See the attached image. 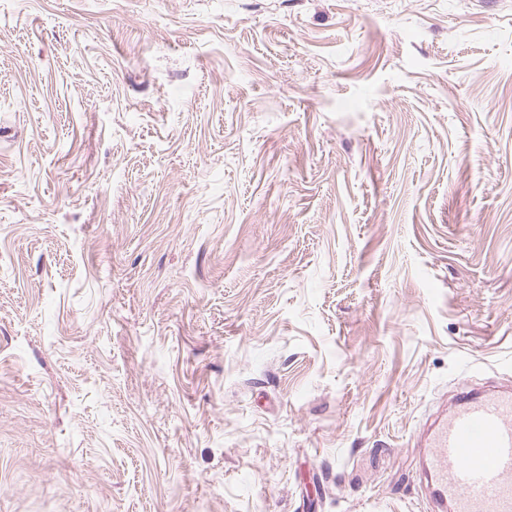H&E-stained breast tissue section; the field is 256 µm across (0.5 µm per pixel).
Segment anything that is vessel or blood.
<instances>
[{"label":"vessel or blood","mask_w":512,"mask_h":512,"mask_svg":"<svg viewBox=\"0 0 512 512\" xmlns=\"http://www.w3.org/2000/svg\"><path fill=\"white\" fill-rule=\"evenodd\" d=\"M421 445L426 494L439 512H512V392L461 394Z\"/></svg>","instance_id":"vessel-or-blood-1"}]
</instances>
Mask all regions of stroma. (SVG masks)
I'll list each match as a JSON object with an SVG mask.
<instances>
[{
  "label": "stroma",
  "mask_w": 512,
  "mask_h": 512,
  "mask_svg": "<svg viewBox=\"0 0 512 512\" xmlns=\"http://www.w3.org/2000/svg\"><path fill=\"white\" fill-rule=\"evenodd\" d=\"M512 386V0H0V512H431Z\"/></svg>",
  "instance_id": "1"
}]
</instances>
